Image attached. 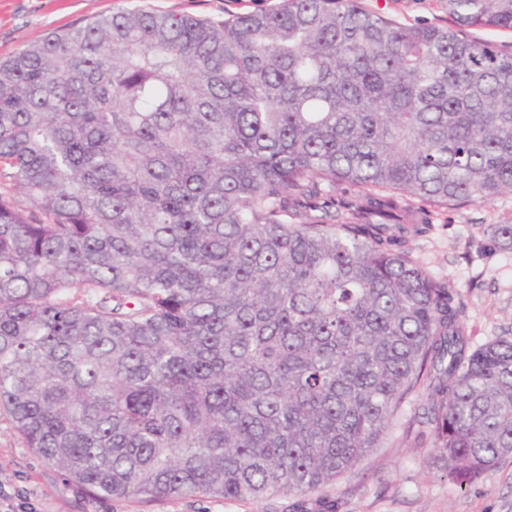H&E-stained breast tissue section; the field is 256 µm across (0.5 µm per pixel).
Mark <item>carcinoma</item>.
I'll use <instances>...</instances> for the list:
<instances>
[{"label": "carcinoma", "mask_w": 512, "mask_h": 512, "mask_svg": "<svg viewBox=\"0 0 512 512\" xmlns=\"http://www.w3.org/2000/svg\"><path fill=\"white\" fill-rule=\"evenodd\" d=\"M442 5L125 9L0 61V413L42 464L108 500L305 497L417 389L458 485L512 454V340L472 347L408 247L512 196V52L469 34L512 0ZM370 10L380 12L402 24L449 25L440 0H360Z\"/></svg>", "instance_id": "cac0c4a2"}]
</instances>
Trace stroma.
<instances>
[{"instance_id":"stroma-1","label":"stroma","mask_w":512,"mask_h":512,"mask_svg":"<svg viewBox=\"0 0 512 512\" xmlns=\"http://www.w3.org/2000/svg\"><path fill=\"white\" fill-rule=\"evenodd\" d=\"M280 0H0V61L48 33L63 31L105 12L143 8L213 20L275 8ZM402 24L444 26L440 0H361ZM512 223V196L436 210L430 231L410 240L412 255L434 277L456 289L473 346L512 339V250L485 234L490 224ZM424 391L410 393L388 421L371 453L326 494L336 512H512V456L477 480L459 486L448 461L424 438L419 413ZM0 491L26 497L34 512H292L291 498L218 500L180 498L146 503L140 498L95 499L44 467L0 415Z\"/></svg>"}]
</instances>
